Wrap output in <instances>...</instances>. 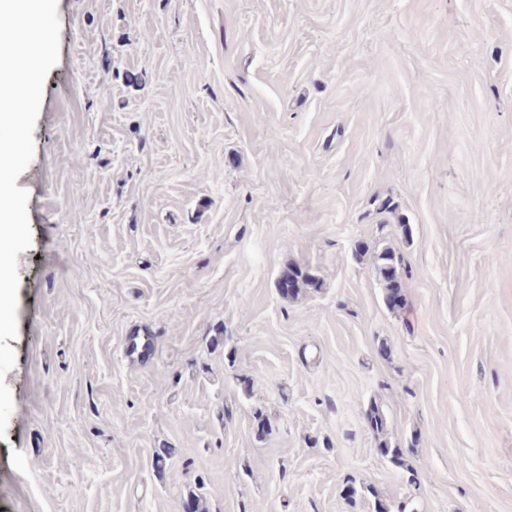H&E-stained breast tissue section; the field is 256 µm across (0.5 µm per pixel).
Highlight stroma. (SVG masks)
Masks as SVG:
<instances>
[{"label": "stroma", "instance_id": "35a3bbf8", "mask_svg": "<svg viewBox=\"0 0 512 512\" xmlns=\"http://www.w3.org/2000/svg\"><path fill=\"white\" fill-rule=\"evenodd\" d=\"M58 15L0 512H512V0ZM376 264L377 271L384 282L387 301L391 307H394L395 298L399 297L400 288H402L397 276L398 258L392 250L386 248L377 256Z\"/></svg>", "mask_w": 512, "mask_h": 512}]
</instances>
